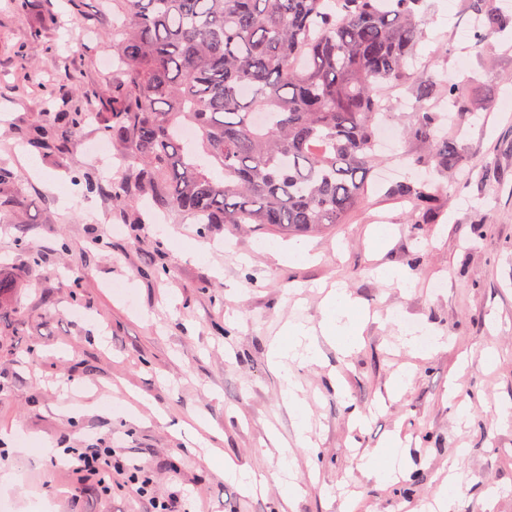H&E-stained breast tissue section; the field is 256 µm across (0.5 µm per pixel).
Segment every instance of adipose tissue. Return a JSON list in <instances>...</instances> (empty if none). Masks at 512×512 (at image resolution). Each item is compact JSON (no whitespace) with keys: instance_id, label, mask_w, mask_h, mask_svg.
<instances>
[{"instance_id":"1","label":"adipose tissue","mask_w":512,"mask_h":512,"mask_svg":"<svg viewBox=\"0 0 512 512\" xmlns=\"http://www.w3.org/2000/svg\"><path fill=\"white\" fill-rule=\"evenodd\" d=\"M324 324L321 331H314L302 324L284 325L280 341L272 346L271 358L281 371L283 391L292 405H299L295 392L296 384L288 368L289 363L300 360L318 361L322 356L320 338H327L340 344L343 350H350L355 342V333L365 318L344 288L330 290L324 299Z\"/></svg>"}]
</instances>
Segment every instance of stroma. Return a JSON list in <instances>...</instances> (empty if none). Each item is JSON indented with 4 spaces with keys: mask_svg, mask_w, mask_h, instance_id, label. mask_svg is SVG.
<instances>
[{
    "mask_svg": "<svg viewBox=\"0 0 512 512\" xmlns=\"http://www.w3.org/2000/svg\"><path fill=\"white\" fill-rule=\"evenodd\" d=\"M468 21L465 0H427L420 62L438 60L440 74L494 100L479 120L446 122L460 130L467 162L442 192L437 221L388 197L412 170L387 164L369 181L367 205L322 232H202L188 219L145 223V195L119 204L103 194L119 172L107 157L119 149L89 152L104 139L92 118L56 159L28 142L48 106L100 111L98 94L112 85V0H0V168L16 200L0 216V276L17 289L0 300V472L18 477L0 498L12 512H136L122 488L66 465V449L117 440L151 461L158 493L181 479L196 512H428L452 461L460 486L450 512H512V422L497 416L512 406V106L502 105L512 99V38L479 60L467 50ZM379 219L392 230L381 247L371 241ZM20 237L38 266H24ZM193 242L210 245L208 260L185 258ZM268 243L307 246L311 258L277 262ZM383 265L405 270L410 285L386 282ZM336 281L370 318L350 355L325 342L321 364L293 365L314 442L303 450L268 348L285 321L319 325L321 288ZM404 320L447 346L404 348ZM402 372L410 380L399 391ZM116 397L136 420L109 412ZM353 408L363 426H352ZM193 417L201 436L179 429ZM20 430L52 452L17 454ZM394 437L408 448L404 474L364 476L357 456ZM214 448L246 470L291 459L285 481L297 495L274 479L245 493L218 470Z\"/></svg>",
    "mask_w": 512,
    "mask_h": 512,
    "instance_id": "35a3bbf8",
    "label": "stroma"
}]
</instances>
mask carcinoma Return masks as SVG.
Listing matches in <instances>:
<instances>
[{
  "mask_svg": "<svg viewBox=\"0 0 512 512\" xmlns=\"http://www.w3.org/2000/svg\"><path fill=\"white\" fill-rule=\"evenodd\" d=\"M125 17L112 42L116 82L101 132L129 177L119 203L144 189L153 205L211 224H259L297 234L343 224L364 204L379 162V119L395 118L384 89L404 88L400 120L423 143L410 167L449 178L463 162L437 106L477 110L465 82L416 66L426 0H113ZM470 52L484 57L512 31V12L469 0ZM31 143L46 157L83 125L56 112ZM190 128L195 139L186 141ZM442 186L408 178L394 192L432 221Z\"/></svg>",
  "mask_w": 512,
  "mask_h": 512,
  "instance_id": "cac0c4a2",
  "label": "carcinoma"
}]
</instances>
